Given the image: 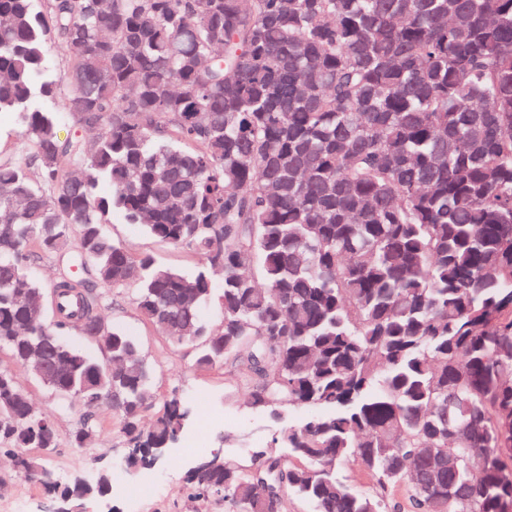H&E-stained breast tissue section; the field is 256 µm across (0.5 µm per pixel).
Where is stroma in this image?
I'll return each instance as SVG.
<instances>
[{
    "mask_svg": "<svg viewBox=\"0 0 512 512\" xmlns=\"http://www.w3.org/2000/svg\"><path fill=\"white\" fill-rule=\"evenodd\" d=\"M108 232L134 253L152 254L189 274L197 269L187 251L148 237L139 225L116 220L109 224ZM101 312L137 338L153 366L161 399L176 397L188 408L186 426L155 465L129 473L131 446L112 414L101 413L99 432L91 447H69L66 438L75 425L74 414L26 371L13 368L8 353L2 351L0 367L13 368L35 406L54 415L61 443L42 457L48 473L42 483L26 479L10 457L0 455V512H46L55 500L57 486L77 478L92 480L102 473L111 475L112 490L105 497L87 500L86 512H240L228 499H192L189 488L194 469L216 456L245 470L254 468L257 451L271 447L282 422L247 406V388L238 380L234 364L227 362L208 371L197 369L190 350L170 346L159 329L139 316L133 302H125L119 309L105 306ZM199 437L205 440L204 448L190 452L191 441Z\"/></svg>",
    "mask_w": 512,
    "mask_h": 512,
    "instance_id": "stroma-1",
    "label": "stroma"
}]
</instances>
